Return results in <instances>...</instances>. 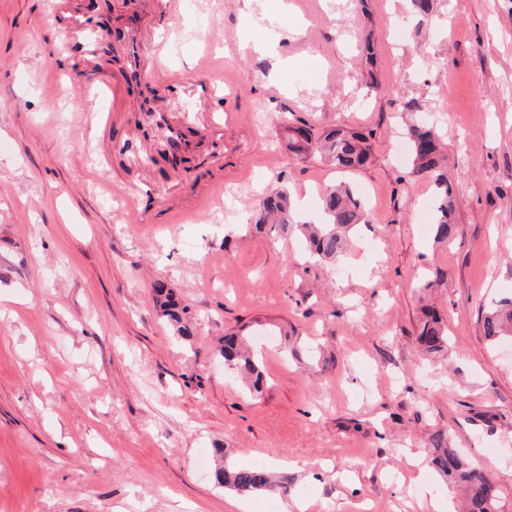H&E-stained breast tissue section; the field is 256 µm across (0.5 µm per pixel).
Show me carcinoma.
<instances>
[{
    "instance_id": "obj_1",
    "label": "carcinoma",
    "mask_w": 512,
    "mask_h": 512,
    "mask_svg": "<svg viewBox=\"0 0 512 512\" xmlns=\"http://www.w3.org/2000/svg\"><path fill=\"white\" fill-rule=\"evenodd\" d=\"M289 131L290 147L298 155L314 150L338 169L361 168L370 160L369 136L359 131L333 128L317 138L305 126H292ZM406 136L412 158L411 174L429 178L437 195L435 238L448 242L455 236V202L453 188L448 182L447 158L430 122L422 120L408 124ZM321 207L325 223H300L293 216L287 192L275 190L260 200V217L254 228L261 230L269 225L285 234H300L305 237L314 257L322 262L336 261L346 253L354 233L370 224L367 206L351 184L342 182L323 190ZM154 294L162 315L176 326L179 334H188L186 308L180 306L171 290L158 283ZM483 332L492 345L512 340V295L492 302L483 320ZM418 342L428 353L439 352L448 346V331L436 313L425 314ZM219 355L225 365L248 377L254 391L262 389L264 373L260 359L245 349L242 338L235 335L224 338ZM215 455L222 461L216 473L218 484L240 496L249 497L278 489L284 493L288 491L286 477L278 478L261 465L233 464L227 461L222 448L215 449ZM430 464L448 484L465 489L466 512H503L504 492L500 486L482 468L465 459L456 449L448 447V439L436 438Z\"/></svg>"
}]
</instances>
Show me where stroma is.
Returning <instances> with one entry per match:
<instances>
[{"label":"stroma","instance_id":"obj_1","mask_svg":"<svg viewBox=\"0 0 512 512\" xmlns=\"http://www.w3.org/2000/svg\"><path fill=\"white\" fill-rule=\"evenodd\" d=\"M290 2L247 45L277 0H0V512H454L429 464L440 434L512 512V343L483 335L512 292V0H432L422 21L408 0ZM133 22L161 56L137 83L110 33ZM142 85L191 128V171L154 160ZM415 115L448 155L447 246L395 151ZM284 118L368 133L372 158L296 156ZM342 179L371 220L342 260L253 230L265 191L316 223ZM158 281L193 337L157 310ZM426 307L448 327L432 354ZM230 333L262 358L261 392L219 357ZM218 445L288 475V495L218 486Z\"/></svg>","mask_w":512,"mask_h":512}]
</instances>
